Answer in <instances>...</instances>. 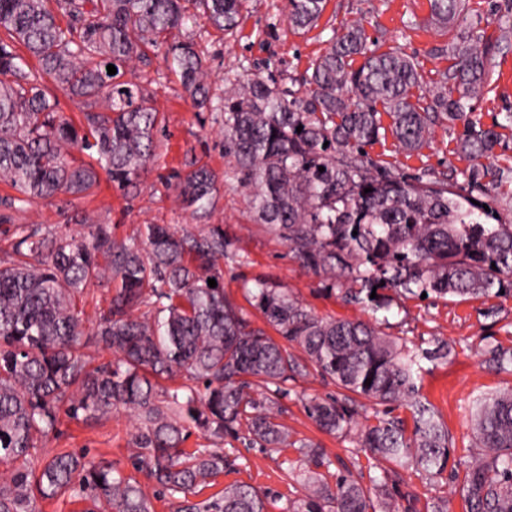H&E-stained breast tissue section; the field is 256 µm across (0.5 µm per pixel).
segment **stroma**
<instances>
[{
    "instance_id": "1",
    "label": "stroma",
    "mask_w": 512,
    "mask_h": 512,
    "mask_svg": "<svg viewBox=\"0 0 512 512\" xmlns=\"http://www.w3.org/2000/svg\"><path fill=\"white\" fill-rule=\"evenodd\" d=\"M511 10L512 0H465L463 18L443 23L432 15L430 0H327L316 27L296 30L289 24L288 0H247L241 24L234 32L217 31L199 17L173 31L172 37L195 41L210 72L215 98H223L228 89L227 74L243 64L250 66L252 73L302 97L306 94V71L328 49L333 33L358 21L372 48L380 52L398 49L416 57L421 84L429 88L448 66L444 47L456 41L461 30L471 26L475 31L500 36L498 18ZM124 77L147 88L153 106L165 116V129L156 137V157L137 192L123 196L104 180L93 196H61L12 211L13 223L57 224L61 221L59 210L64 207L70 214L111 225L120 239L132 237L139 225L151 222L192 229L196 221L179 197L173 175L184 171V163L191 157L208 165L217 175L216 208L210 221L223 225L224 235L231 242L223 264L224 291L248 310L254 323H261L262 318L250 309L242 285L260 278L287 288L318 315L371 322L408 347L431 349L442 341L451 345L447 358L422 361L417 380L420 398L434 407L448 430L450 469L436 478L411 467L399 469L398 489L411 497L416 512H431L433 502L440 498L447 500L448 512H468L459 488L477 453L470 429L472 404L480 396L512 387V373L488 367L482 348L489 342L512 347V296L418 299L397 294L386 313L346 301L329 279L302 269L288 245L257 221L248 191L235 177V161L224 152L219 112L194 108L163 53L150 54L148 61L126 69ZM470 106L475 117L487 126L512 113V46L498 55L490 85L471 100ZM458 134V129L443 123L435 127L429 145L420 152L403 151L389 136L369 147L368 153L388 167L407 173H457L469 165L457 149ZM105 306L104 286L99 282L89 286L78 304L87 331L82 338L84 351L95 364L108 358L92 336ZM294 389L281 421L292 439L312 440L325 448L331 460L325 472L327 481H334L340 473L366 480L381 475V464L355 447L351 438L326 434L308 417L307 401L338 395L334 384L313 372L298 379ZM134 434L133 419L122 410L87 422L63 416L40 454L46 457L59 451L82 452L88 460L110 462L130 475L134 472ZM224 445L237 455V469L218 477L214 487L203 490V497L240 481L270 492L267 512H288L291 502L302 493L298 475L304 464L297 450L288 447L269 453L230 437L225 438Z\"/></svg>"
}]
</instances>
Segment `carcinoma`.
I'll list each match as a JSON object with an SVG mask.
<instances>
[{"label": "carcinoma", "mask_w": 512, "mask_h": 512, "mask_svg": "<svg viewBox=\"0 0 512 512\" xmlns=\"http://www.w3.org/2000/svg\"><path fill=\"white\" fill-rule=\"evenodd\" d=\"M187 1L220 31L237 25L246 2L0 0V181L17 191L3 206L87 197L101 170L120 192L140 186L165 118L145 88L119 77L149 48L165 49L198 108L215 107L194 44L169 40L190 20ZM288 6L290 23L306 29L317 24L325 0ZM431 6L443 23L462 13V0ZM511 29L501 28L493 41L478 35L452 44L448 68L426 94L414 58L369 50L359 24L332 36L330 50L313 61L304 99L255 74L226 79L232 92L215 107L224 153L235 159L259 221L302 268L338 279L347 299L375 311L391 307L384 296L371 297L375 289L512 295V224L489 223L496 211L483 207L503 187L505 169L482 163L504 131L512 132V113L485 127L467 112ZM357 56L363 62L355 68ZM109 64L116 74H108ZM54 87L81 106L82 120L60 112ZM444 122L462 124L458 148L470 165L461 183L396 173L365 152L387 130L404 151L418 152ZM188 167L175 175L176 188L193 217L205 220L216 176L195 161ZM0 223L7 237L0 248V464L7 468L0 512H37L38 500L65 494L85 503L82 512H152L134 476L83 453L61 451L31 466L62 408L75 421L114 409L133 417L132 467L177 500L174 512H267V494L243 482L201 502L189 499L234 463L221 445L242 431L252 448L298 446L304 494L290 512H400L393 470L370 488L351 475L332 485L320 472L331 465L325 449L291 440L279 422L290 384L312 370L347 392L309 401L321 430L354 431L357 447L375 459L431 478L448 468V430L417 393L420 359L447 357V344L418 354L369 322L319 316L257 280L250 302L271 336L224 294L221 264L230 243L219 225L179 232L142 224L136 237L118 240L108 224L83 222V231L69 234L51 224H13L6 214ZM95 280L115 287L107 289V310L93 333L113 360L93 368L77 300ZM482 353L500 371L512 367V348L488 343ZM177 376L173 388L159 384ZM356 396L363 408H382L377 423L357 427ZM400 406L411 411L410 431L393 415ZM471 425L480 452L462 485L469 512H512V388L476 399ZM194 429L211 447L182 448Z\"/></svg>", "instance_id": "carcinoma-1"}]
</instances>
